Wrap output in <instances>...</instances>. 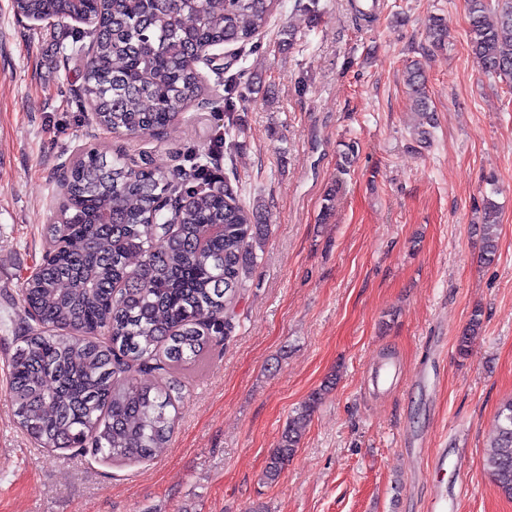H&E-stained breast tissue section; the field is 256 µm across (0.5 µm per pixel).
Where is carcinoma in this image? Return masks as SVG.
<instances>
[{
  "instance_id": "obj_1",
  "label": "carcinoma",
  "mask_w": 512,
  "mask_h": 512,
  "mask_svg": "<svg viewBox=\"0 0 512 512\" xmlns=\"http://www.w3.org/2000/svg\"><path fill=\"white\" fill-rule=\"evenodd\" d=\"M97 0H14L36 21L62 11L96 12ZM277 0H112L96 32L80 95L100 125L152 135L201 90L195 48H244L268 27ZM467 40L484 72L512 89V0H466ZM427 39L445 44L442 17ZM405 84L423 123L434 124L422 63L405 65ZM93 148L79 153L62 182L60 222L50 248L14 301L17 345L9 395L19 427L43 448L81 449L112 461L149 460L168 448L176 414L171 394L143 376L187 366L235 330L233 304L256 262L268 225L231 182L197 188L169 224L155 196L183 186L151 166ZM500 206L483 203L475 227L480 259L498 254ZM140 257L136 265L130 258ZM483 327L476 308L457 341L465 356ZM321 400L313 392L289 419L265 468L273 482L296 455L304 423ZM484 466L512 498V400L497 413Z\"/></svg>"
}]
</instances>
